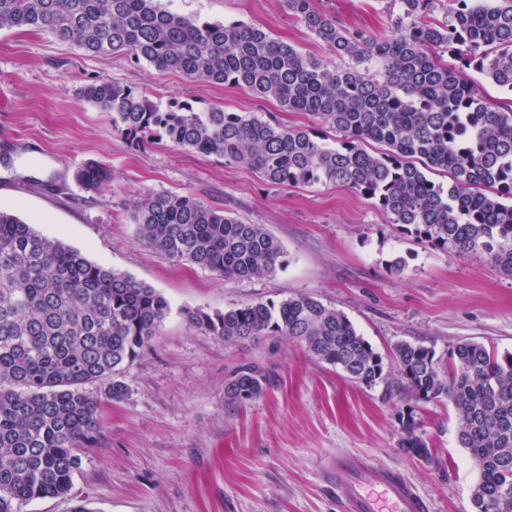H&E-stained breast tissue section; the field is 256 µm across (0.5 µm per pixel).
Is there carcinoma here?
<instances>
[{
    "label": "carcinoma",
    "instance_id": "cac0c4a2",
    "mask_svg": "<svg viewBox=\"0 0 512 512\" xmlns=\"http://www.w3.org/2000/svg\"><path fill=\"white\" fill-rule=\"evenodd\" d=\"M285 0L291 15L348 66L297 51L264 28L177 15L161 0H0V29L50 33L90 56L129 52L160 71L272 97L339 133L332 146L313 128L212 107L198 112L111 80L82 97L112 113L115 127L144 143L220 155L270 185L347 186L374 200L391 224L457 257L482 255L512 276V106L475 91V68L512 91V0H398L387 29L350 30L313 6ZM450 53L456 63L441 55ZM448 173V185L428 177ZM75 182L95 191L112 180L89 162ZM141 244L226 280L274 274L281 242L260 224L185 195L146 192L133 203ZM170 306L156 289L85 258L13 213L0 210V512L67 494L82 455L99 444L101 402L122 400L121 380L155 336ZM191 326L246 343L286 336L353 382L385 380L382 356L348 316L309 294L188 313ZM397 384L415 400L453 405L457 440L479 478L475 512H512V353L464 341L440 368L424 345L393 351ZM270 376L242 367L225 385L230 404L263 397ZM402 450L432 458L412 414L400 416Z\"/></svg>",
    "mask_w": 512,
    "mask_h": 512
}]
</instances>
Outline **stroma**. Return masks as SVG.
<instances>
[{"label":"stroma","mask_w":512,"mask_h":512,"mask_svg":"<svg viewBox=\"0 0 512 512\" xmlns=\"http://www.w3.org/2000/svg\"><path fill=\"white\" fill-rule=\"evenodd\" d=\"M179 15L259 24L298 51L332 61L329 50L288 12L284 0H162ZM349 29L387 26L390 0H315ZM112 80L160 105L177 100L221 107L288 127L316 120L226 85L188 80L132 54H82L45 31L0 30V209L92 262L159 291L171 311L123 373L124 400L104 404L99 447L83 457L69 494L22 505L21 512H343L330 460L355 454L399 472L428 501V512H473L478 470L456 441L447 397L410 399L380 382L354 383L285 336L234 344L193 328L187 312H221L307 293L343 311L395 373L393 349L422 344L447 366L468 339L512 352V277L480 256L459 258L386 217L368 197L341 185L273 187L219 155L163 140L136 147L111 113L81 90ZM89 161L112 180L81 190L74 173ZM145 191L188 195L263 225L287 264L274 275L224 280L176 263L137 238L132 204ZM403 259L394 272L390 264ZM270 373L261 399L228 405L232 373ZM412 413L431 462L405 454L399 416Z\"/></svg>","instance_id":"obj_1"}]
</instances>
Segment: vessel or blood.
Returning <instances> with one entry per match:
<instances>
[{
  "label": "vessel or blood",
  "instance_id": "b4317fda",
  "mask_svg": "<svg viewBox=\"0 0 512 512\" xmlns=\"http://www.w3.org/2000/svg\"><path fill=\"white\" fill-rule=\"evenodd\" d=\"M336 469L350 478L337 485L345 512H425V499L396 471L357 455L337 457Z\"/></svg>",
  "mask_w": 512,
  "mask_h": 512
}]
</instances>
